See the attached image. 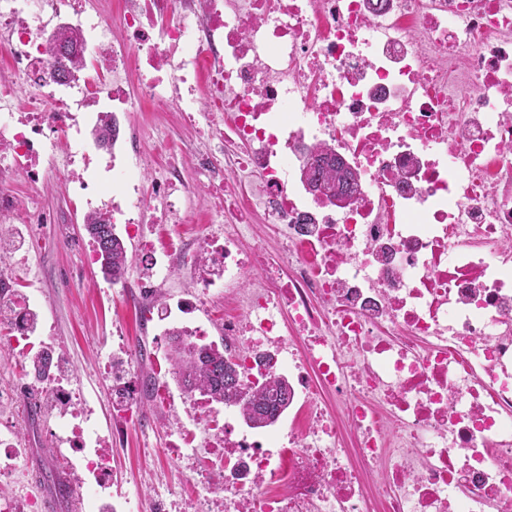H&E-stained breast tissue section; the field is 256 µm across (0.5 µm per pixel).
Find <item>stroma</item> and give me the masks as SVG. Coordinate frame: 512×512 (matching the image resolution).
I'll return each instance as SVG.
<instances>
[{"instance_id": "35a3bbf8", "label": "stroma", "mask_w": 512, "mask_h": 512, "mask_svg": "<svg viewBox=\"0 0 512 512\" xmlns=\"http://www.w3.org/2000/svg\"><path fill=\"white\" fill-rule=\"evenodd\" d=\"M127 119L149 146L154 170L165 169L170 162L164 151L154 150L155 141L175 142L189 151L198 145L173 113L144 108L128 113ZM11 188L38 218L34 224L0 226V253L6 257L12 289L16 298L30 299L38 308L42 334L36 348L51 349L61 359L64 387L77 391L83 406L92 410L101 446L110 452L113 491L129 493L136 501L148 499L157 490L194 497L196 482L186 478L166 451L173 434L167 411L144 397L136 419L131 420L116 405L113 356L122 355L128 345L142 343L133 370L139 378L149 379L155 361L168 359L170 350L168 335L144 320L145 306L132 288L134 281L150 273L137 239L126 236L124 225H117L130 264L125 277L112 282L104 277L99 262L85 259L92 241L83 211L73 205L66 178L42 184L20 174ZM33 385L25 372L24 354L11 350L7 330L1 327L0 393H9L10 399L0 400V434L11 433L23 448V470L40 503H53V512H74L68 496L36 480L37 473L56 469L72 485L80 483L50 398L42 397L38 419L29 420L24 411V399Z\"/></svg>"}]
</instances>
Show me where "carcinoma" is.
<instances>
[{"label": "carcinoma", "instance_id": "cac0c4a2", "mask_svg": "<svg viewBox=\"0 0 512 512\" xmlns=\"http://www.w3.org/2000/svg\"><path fill=\"white\" fill-rule=\"evenodd\" d=\"M306 178L320 182L324 194L330 199L338 195L351 196L357 182L355 173L324 150L317 151ZM85 228L98 253L104 276L114 282L120 280L127 271L129 260L115 225L100 214H90L85 220ZM171 356L184 394L190 397L198 394L210 403L237 404L242 418L252 429L262 430L274 425L288 408L291 390L287 379L269 373L258 383L245 386L241 383L238 364L215 343H191L176 331ZM51 365L50 354L36 353L30 360L33 380L38 384L46 380Z\"/></svg>", "mask_w": 512, "mask_h": 512}]
</instances>
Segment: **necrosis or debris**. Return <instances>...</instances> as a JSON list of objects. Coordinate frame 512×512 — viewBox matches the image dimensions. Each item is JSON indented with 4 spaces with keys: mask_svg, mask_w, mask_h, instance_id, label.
Listing matches in <instances>:
<instances>
[{
    "mask_svg": "<svg viewBox=\"0 0 512 512\" xmlns=\"http://www.w3.org/2000/svg\"><path fill=\"white\" fill-rule=\"evenodd\" d=\"M51 18L80 35L75 73L54 71ZM0 50V215L31 223L13 175L51 180L60 155L94 205L85 113H177L203 150L168 144L150 197L144 149L107 162L121 197L100 210L141 242L157 321L223 289L244 384L288 376V422L261 440L236 406L216 424L158 379L156 406L205 435L169 449L203 492L146 512H512V0H126L113 17L0 0ZM304 146L356 172L350 200L306 190ZM186 165L213 203L193 237ZM259 213L277 259L252 239ZM175 270L195 290L161 299ZM59 427L98 512L110 460L81 412Z\"/></svg>",
    "mask_w": 512,
    "mask_h": 512,
    "instance_id": "1",
    "label": "necrosis or debris"
}]
</instances>
